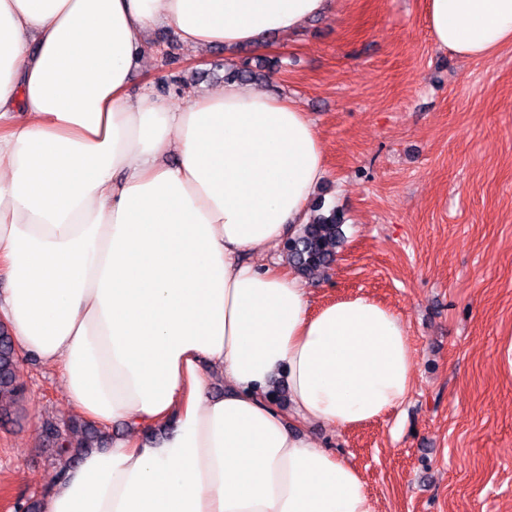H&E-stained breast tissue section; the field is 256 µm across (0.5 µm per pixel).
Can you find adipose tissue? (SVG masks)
Masks as SVG:
<instances>
[{"label":"adipose tissue","instance_id":"adipose-tissue-1","mask_svg":"<svg viewBox=\"0 0 512 512\" xmlns=\"http://www.w3.org/2000/svg\"><path fill=\"white\" fill-rule=\"evenodd\" d=\"M335 6L0 0V323L60 369L70 409L131 427L45 483L43 512H377L305 427L404 404V323L362 295L312 307L298 278L251 260L309 221L327 175L313 122L236 82L179 110L128 93L157 26L199 52L263 51ZM426 14L462 59L512 43V0H427ZM280 380L284 407L268 398Z\"/></svg>","mask_w":512,"mask_h":512}]
</instances>
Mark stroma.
<instances>
[{
    "instance_id": "1",
    "label": "stroma",
    "mask_w": 512,
    "mask_h": 512,
    "mask_svg": "<svg viewBox=\"0 0 512 512\" xmlns=\"http://www.w3.org/2000/svg\"><path fill=\"white\" fill-rule=\"evenodd\" d=\"M261 90L294 102L324 146L315 200L344 216L314 304L366 295L402 318L405 404L354 430L308 431L362 474L379 512H512V44L486 60L438 48L425 0H336L271 40ZM26 397L0 423V506L36 499L68 422L56 369L20 358Z\"/></svg>"
}]
</instances>
